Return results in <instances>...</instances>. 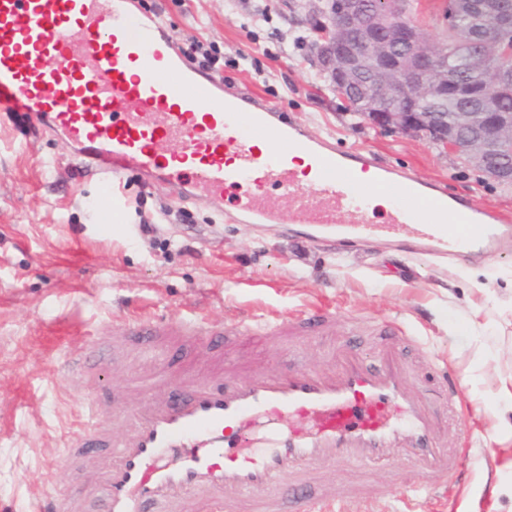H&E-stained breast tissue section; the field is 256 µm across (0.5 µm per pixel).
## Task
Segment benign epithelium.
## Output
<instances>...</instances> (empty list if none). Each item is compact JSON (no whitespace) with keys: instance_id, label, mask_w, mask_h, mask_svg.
Masks as SVG:
<instances>
[{"instance_id":"1","label":"benign epithelium","mask_w":512,"mask_h":512,"mask_svg":"<svg viewBox=\"0 0 512 512\" xmlns=\"http://www.w3.org/2000/svg\"><path fill=\"white\" fill-rule=\"evenodd\" d=\"M317 37L313 61L332 80L352 109L384 131L424 135L444 153L481 169L497 183H512V117L497 109L498 94L512 92V37L468 52V40L455 50L469 53L472 69L485 73L490 91L470 87L482 107V122L472 130L467 112L454 124L436 119L423 103L448 99L463 85L440 65V46L427 43L405 16L403 0H334L312 7Z\"/></svg>"}]
</instances>
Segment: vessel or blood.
I'll use <instances>...</instances> for the list:
<instances>
[{"mask_svg":"<svg viewBox=\"0 0 512 512\" xmlns=\"http://www.w3.org/2000/svg\"><path fill=\"white\" fill-rule=\"evenodd\" d=\"M217 84L185 65L158 16L137 13L134 0H0V112H19L32 136L67 140L72 165L96 175L107 200L134 173L178 200L224 205L232 221L308 224L347 243L408 228L414 253L441 258L491 250L512 231L511 216L368 151L336 150L250 88L220 94ZM256 182L278 187L287 208L249 193ZM377 199L387 207L367 222ZM123 324L151 353L166 338L210 332L187 319ZM379 326L371 361L342 341L325 371L241 376L226 359L210 374L173 378L161 365L139 380V404L111 415L90 391L85 427L63 460L92 464L97 506L72 491L44 496L35 512H277L287 486L301 492L298 512H336L363 488L308 492L327 467L399 463L419 474L417 492L450 487L462 465L448 449L444 409L457 402L458 379L436 359L408 357L414 338L399 318ZM256 331L271 348L294 333L332 337L336 312L289 311L224 335L238 343ZM113 416L129 431L113 436Z\"/></svg>","mask_w":512,"mask_h":512,"instance_id":"obj_1","label":"vessel or blood"}]
</instances>
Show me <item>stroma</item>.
<instances>
[{
    "mask_svg": "<svg viewBox=\"0 0 512 512\" xmlns=\"http://www.w3.org/2000/svg\"><path fill=\"white\" fill-rule=\"evenodd\" d=\"M308 2L146 0L176 40L203 35L224 59L225 79L294 114L309 134L512 215V186L425 137L343 110L303 40ZM69 154L61 139L28 142L0 121V512H33L45 494L73 486L94 496L90 473L61 460L83 427L88 391L67 364L88 357L89 335L112 334L114 316L195 314L228 325L314 303L335 308L337 331L367 356L380 341L376 318L400 317L459 376L458 422L472 439L461 451L464 480L446 498L417 497L414 512H512V471L502 467L512 454V405L497 398L500 378L512 375V238L474 259H412L386 238L341 251L303 225L231 223L208 202H175L170 187L136 177L104 223L89 205L95 177L75 174ZM186 244L193 255L182 254ZM333 348L308 335L261 360L237 346L230 354L242 374L283 373L324 369ZM152 368L134 337L114 344L94 380L129 407L133 378ZM418 479L404 466L371 469L373 495L348 501L345 512H402L396 491Z\"/></svg>",
    "mask_w": 512,
    "mask_h": 512,
    "instance_id": "stroma-1",
    "label": "stroma"
}]
</instances>
